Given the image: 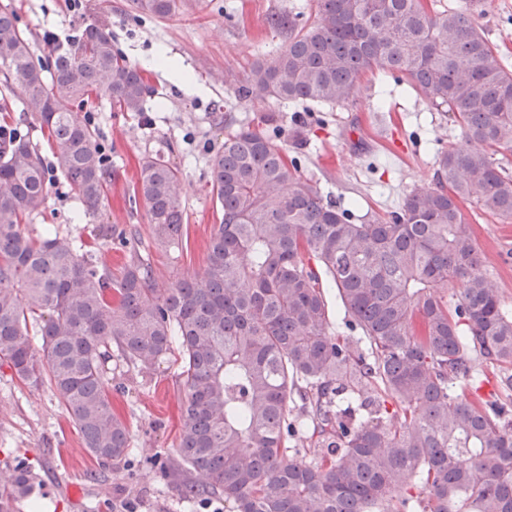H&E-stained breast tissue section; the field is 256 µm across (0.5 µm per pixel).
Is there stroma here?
I'll return each mask as SVG.
<instances>
[{
    "label": "stroma",
    "mask_w": 512,
    "mask_h": 512,
    "mask_svg": "<svg viewBox=\"0 0 512 512\" xmlns=\"http://www.w3.org/2000/svg\"><path fill=\"white\" fill-rule=\"evenodd\" d=\"M10 2L18 27L37 48L48 33H75L82 19L103 21L115 48L155 87L143 117L113 111L104 99L77 107L76 113L100 127L110 162L100 222L145 226L144 203L133 195L143 156L165 154L183 174L188 247L176 258L156 257L161 288L203 272L206 244L219 217L210 193L208 158L227 131L259 127L266 115H274L278 144L323 195L342 206H356L358 214L381 216L396 211L411 190L432 187L437 149L463 142L446 115L430 111L379 72L365 76L347 106L233 105L232 81L244 80L254 61L282 47L281 37L267 25L268 16L288 10L313 21L312 0H192L191 7L165 19L135 16L130 0ZM484 9L479 24L512 61V0H485ZM160 54L169 59L170 68L152 67ZM218 104L223 112H215ZM1 107L11 124L45 145L38 121L23 111L17 79L0 76ZM83 209L65 179L57 176L31 224L86 240L93 227L75 218ZM471 222L486 276L512 307V223L478 210ZM185 398L176 364L163 362L142 372L114 363L112 404L129 425L134 459L105 470L87 454L49 386H24L8 367H0V461H28L43 481L32 501L21 503L20 512H224L218 498L188 507L164 473L163 465L178 444ZM72 484L81 486L80 497L68 494Z\"/></svg>",
    "instance_id": "1"
}]
</instances>
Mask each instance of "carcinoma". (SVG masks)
I'll use <instances>...</instances> for the list:
<instances>
[{
    "instance_id": "cac0c4a2",
    "label": "carcinoma",
    "mask_w": 512,
    "mask_h": 512,
    "mask_svg": "<svg viewBox=\"0 0 512 512\" xmlns=\"http://www.w3.org/2000/svg\"><path fill=\"white\" fill-rule=\"evenodd\" d=\"M300 24L269 25L286 45L235 87L240 102L349 104L367 72L395 76L468 143L434 156V186L386 218L355 219L299 172L261 129L211 153L219 207L199 277L156 287L153 251L187 246L180 169L151 154L134 224H98L88 241L29 229L60 174L95 217L110 174L98 128L73 112L106 97L140 115L155 89L98 20L42 57L0 7V72L48 129L52 165L26 134L0 150V366L47 384L103 466L132 454L112 408L117 358L140 370L173 360L186 390L170 481L190 504L229 512H512V407L477 393V363L512 366V309L489 284L465 208L512 222V66L473 18L423 0H315ZM139 17H172L185 0H132ZM123 252L118 271L101 250ZM462 291L446 299L448 286ZM336 289L357 336L329 332ZM39 484L0 468V512Z\"/></svg>"
}]
</instances>
